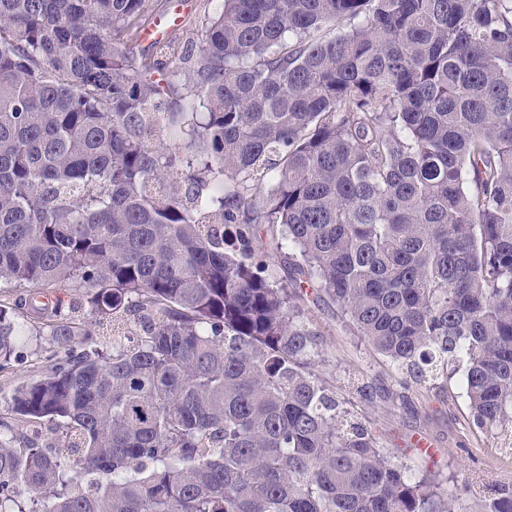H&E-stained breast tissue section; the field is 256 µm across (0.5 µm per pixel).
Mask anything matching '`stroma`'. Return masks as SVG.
Returning <instances> with one entry per match:
<instances>
[{"mask_svg": "<svg viewBox=\"0 0 512 512\" xmlns=\"http://www.w3.org/2000/svg\"><path fill=\"white\" fill-rule=\"evenodd\" d=\"M306 317L321 334L314 361L319 378L346 401L353 418L382 434L387 448L413 471L446 487L496 482L512 485V453L498 432L473 431L459 378L412 384L397 395L399 375L359 336L350 332L329 301L305 300ZM366 394H359V387ZM428 450H421V443Z\"/></svg>", "mask_w": 512, "mask_h": 512, "instance_id": "1", "label": "stroma"}]
</instances>
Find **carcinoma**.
I'll return each instance as SVG.
<instances>
[{
    "mask_svg": "<svg viewBox=\"0 0 512 512\" xmlns=\"http://www.w3.org/2000/svg\"><path fill=\"white\" fill-rule=\"evenodd\" d=\"M146 10L0 0V371L55 301L0 512H512L352 421L299 304L512 431V0H222L138 57Z\"/></svg>",
    "mask_w": 512,
    "mask_h": 512,
    "instance_id": "1",
    "label": "carcinoma"
}]
</instances>
